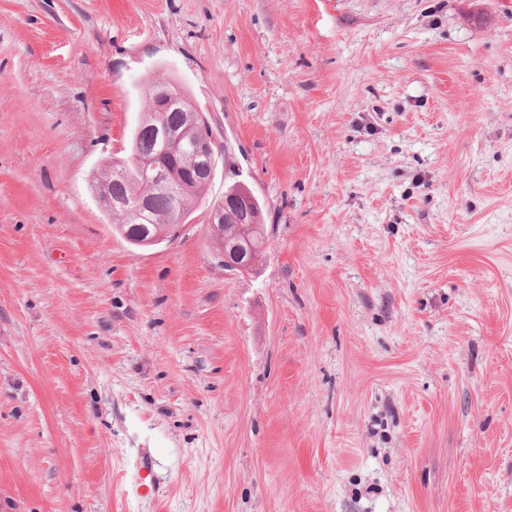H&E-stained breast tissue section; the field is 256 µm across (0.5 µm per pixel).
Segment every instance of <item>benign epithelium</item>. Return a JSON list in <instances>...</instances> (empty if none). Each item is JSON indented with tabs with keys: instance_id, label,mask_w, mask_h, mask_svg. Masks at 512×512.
<instances>
[{
	"instance_id": "7a95c632",
	"label": "benign epithelium",
	"mask_w": 512,
	"mask_h": 512,
	"mask_svg": "<svg viewBox=\"0 0 512 512\" xmlns=\"http://www.w3.org/2000/svg\"><path fill=\"white\" fill-rule=\"evenodd\" d=\"M183 90L178 85L163 87L154 95V109L149 112V121L156 139L160 143V154L175 160L169 167L158 168L153 159H137L143 170L154 174L146 177L141 189L123 202L114 203L104 193H95L100 208L107 212L121 210L131 221L142 219L149 210L152 197L166 193L172 197V210L157 218L153 229H145L135 240L140 246L158 244L171 237L176 225L184 223L197 204L200 189L211 177L216 156V141L206 126L200 112L187 113V122L179 130L167 127L160 118L166 109L183 103ZM255 200L252 190L244 183H238V192L232 203L217 202L208 212V223L218 243V255L224 269L249 273L259 262L253 257L249 234L257 225V218H242L249 212Z\"/></svg>"
}]
</instances>
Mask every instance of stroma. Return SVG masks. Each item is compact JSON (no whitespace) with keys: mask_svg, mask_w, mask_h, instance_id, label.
<instances>
[{"mask_svg":"<svg viewBox=\"0 0 512 512\" xmlns=\"http://www.w3.org/2000/svg\"><path fill=\"white\" fill-rule=\"evenodd\" d=\"M162 79L221 158L136 247ZM0 512H512V0H0ZM252 190L242 182H238V192L231 201L232 204L220 202L213 204L208 212V223L214 231L218 243V255L225 270L249 273L259 262L261 255L254 258V250L250 247L249 234L257 225V217L250 216L249 220L242 218V212H249L255 200ZM259 211L262 216V207L256 199L252 213ZM232 221H229L228 219ZM232 225H222V224Z\"/></svg>","mask_w":512,"mask_h":512,"instance_id":"obj_1","label":"stroma"}]
</instances>
